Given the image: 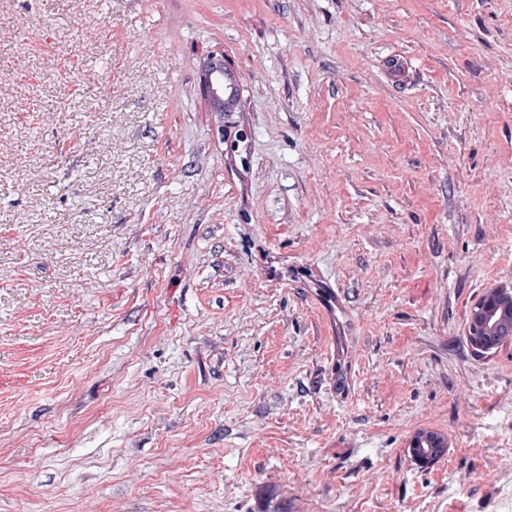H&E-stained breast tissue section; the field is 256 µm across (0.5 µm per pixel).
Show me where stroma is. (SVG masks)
Instances as JSON below:
<instances>
[{"instance_id": "35a3bbf8", "label": "stroma", "mask_w": 512, "mask_h": 512, "mask_svg": "<svg viewBox=\"0 0 512 512\" xmlns=\"http://www.w3.org/2000/svg\"><path fill=\"white\" fill-rule=\"evenodd\" d=\"M492 288L512 0H0V512H512ZM231 63L224 55L212 56L205 64L202 74V91L211 106V112L217 117V133L224 140L231 131L224 133V109L239 99V86L231 81L227 74L232 73Z\"/></svg>"}]
</instances>
